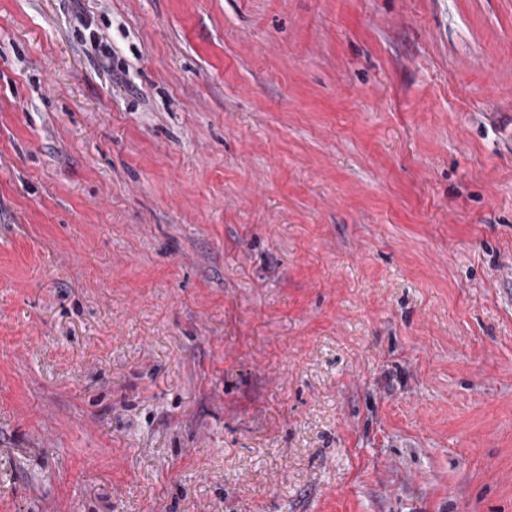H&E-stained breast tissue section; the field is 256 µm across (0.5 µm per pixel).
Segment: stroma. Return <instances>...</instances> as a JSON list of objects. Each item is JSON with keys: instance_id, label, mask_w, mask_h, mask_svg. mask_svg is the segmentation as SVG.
<instances>
[{"instance_id": "35a3bbf8", "label": "stroma", "mask_w": 512, "mask_h": 512, "mask_svg": "<svg viewBox=\"0 0 512 512\" xmlns=\"http://www.w3.org/2000/svg\"><path fill=\"white\" fill-rule=\"evenodd\" d=\"M0 512H512V0H0Z\"/></svg>"}]
</instances>
